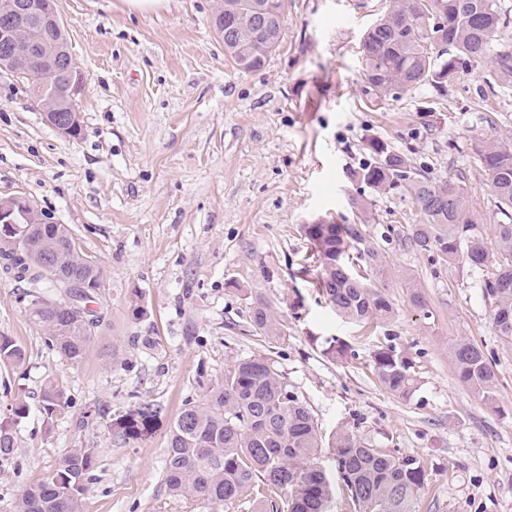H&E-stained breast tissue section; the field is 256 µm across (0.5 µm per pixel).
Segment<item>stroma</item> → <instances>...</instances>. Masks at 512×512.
I'll return each instance as SVG.
<instances>
[{
	"label": "stroma",
	"instance_id": "stroma-1",
	"mask_svg": "<svg viewBox=\"0 0 512 512\" xmlns=\"http://www.w3.org/2000/svg\"><path fill=\"white\" fill-rule=\"evenodd\" d=\"M387 4L286 0L278 47L261 69L242 71L214 31L216 0H160L145 12L126 0H55L85 76L80 133L60 135L27 84L0 76V198L24 197L47 223L69 226L100 270L88 305L98 326L82 363L67 364L31 322L24 282L0 268V338L26 351L23 365L0 362V429L16 442L0 462V512H17L24 489L74 448L95 457L82 512H252L250 493L231 509L172 495L163 468L179 413L206 402L227 364L259 355L323 434L346 427L424 459L413 512H512V344L481 296L483 273L409 244L418 216L405 190L349 177L379 140L413 171L464 175L484 224L499 223L475 149L512 138V87H489L478 65L442 89L376 97L359 48ZM353 195L368 202L366 235L389 266L395 316L373 326L319 295L301 231L317 218L354 223ZM413 284L424 310L410 303ZM259 301L283 324L280 340L251 326ZM462 336L498 374L495 407L456 374L448 347ZM335 337L355 357H327ZM388 341L415 364L421 386L410 398L369 367ZM49 380L69 402L52 422L41 410Z\"/></svg>",
	"mask_w": 512,
	"mask_h": 512
}]
</instances>
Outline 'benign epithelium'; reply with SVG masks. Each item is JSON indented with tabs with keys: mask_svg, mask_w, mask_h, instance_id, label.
<instances>
[{
	"mask_svg": "<svg viewBox=\"0 0 512 512\" xmlns=\"http://www.w3.org/2000/svg\"><path fill=\"white\" fill-rule=\"evenodd\" d=\"M42 30L35 50L26 47V35L31 30ZM65 24L53 8L52 0H10L7 12L0 15V73L15 78L25 76L37 52L40 64L39 79L32 84L35 96L44 101L45 121L62 135L70 136L81 126V113L66 111V106L78 102L85 90L82 70L74 59H68V75L61 79L57 61L69 54L65 39ZM43 214L23 197L0 199V243L5 232L20 224H43Z\"/></svg>",
	"mask_w": 512,
	"mask_h": 512,
	"instance_id": "obj_1",
	"label": "benign epithelium"
}]
</instances>
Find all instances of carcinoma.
<instances>
[{"label":"carcinoma","mask_w":512,"mask_h":512,"mask_svg":"<svg viewBox=\"0 0 512 512\" xmlns=\"http://www.w3.org/2000/svg\"><path fill=\"white\" fill-rule=\"evenodd\" d=\"M262 0H224V15L238 26L224 34V54L245 70L262 67L279 44L285 0H275L278 13L258 33L256 11ZM506 21L496 0H390L388 10L365 32L361 55L369 89L385 97L423 82L440 88L463 68L481 63L488 75L512 83V45L497 42ZM370 161L352 177L379 189L406 188L418 210L407 239L417 249L438 252L448 261L464 259L486 270L480 290L492 307L500 338L512 343V224L482 223L464 187V177L433 180L410 175L406 159L378 140L368 144ZM476 156L488 175L497 208L512 217V140L484 142ZM357 223L304 224L302 233L316 254V287L336 313L354 322L379 323L394 314L385 293L388 275L381 252L364 226L370 213L364 200L352 197ZM14 236L35 244H52L45 260L35 263L0 249V265L22 271L34 299L30 320L40 327L48 346L65 362L80 364L94 340L96 321L90 311L73 305L92 301L101 288L98 270L76 245L65 224H21ZM64 295H40L46 285ZM252 326L271 338L281 324L268 306L256 303ZM461 382L481 402L492 406L498 375L481 348L466 337L450 347ZM22 346L0 339V362L19 365ZM370 365L381 385L399 398L418 388L411 358L391 343L376 347ZM46 418L66 414L63 390L51 381L42 389ZM93 456L74 448L42 480L25 490L18 512H81ZM164 480L175 496L201 498L220 508L251 489L258 498L254 512H330L336 491L343 490L354 512H410L411 502L427 486L424 459L375 448L344 428L325 437L306 404L270 359L241 358L224 370V383L209 391L206 403L185 408L177 417L166 448Z\"/></svg>","instance_id":"1"}]
</instances>
